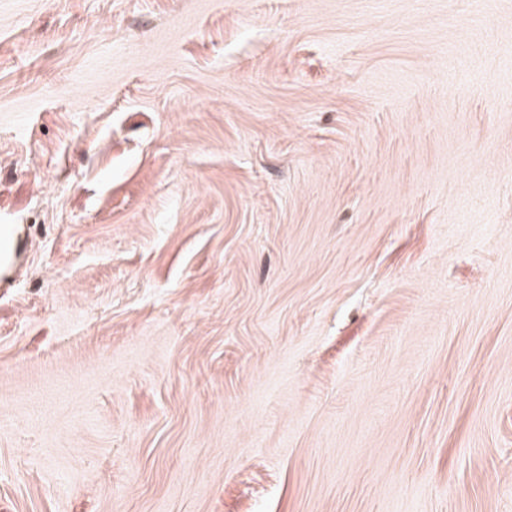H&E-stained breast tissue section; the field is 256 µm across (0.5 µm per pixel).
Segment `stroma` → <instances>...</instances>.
Returning <instances> with one entry per match:
<instances>
[{
    "label": "stroma",
    "mask_w": 512,
    "mask_h": 512,
    "mask_svg": "<svg viewBox=\"0 0 512 512\" xmlns=\"http://www.w3.org/2000/svg\"><path fill=\"white\" fill-rule=\"evenodd\" d=\"M0 512H512V0H0Z\"/></svg>",
    "instance_id": "stroma-1"
}]
</instances>
